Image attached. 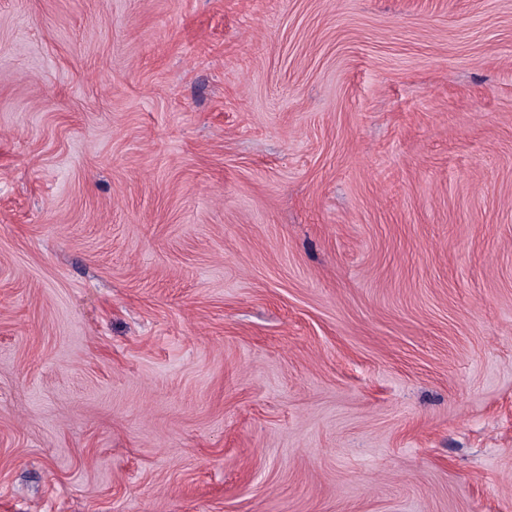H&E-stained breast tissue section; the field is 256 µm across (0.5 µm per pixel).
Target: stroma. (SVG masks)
<instances>
[{
	"instance_id": "1",
	"label": "stroma",
	"mask_w": 512,
	"mask_h": 512,
	"mask_svg": "<svg viewBox=\"0 0 512 512\" xmlns=\"http://www.w3.org/2000/svg\"><path fill=\"white\" fill-rule=\"evenodd\" d=\"M0 512H512V0H0Z\"/></svg>"
}]
</instances>
